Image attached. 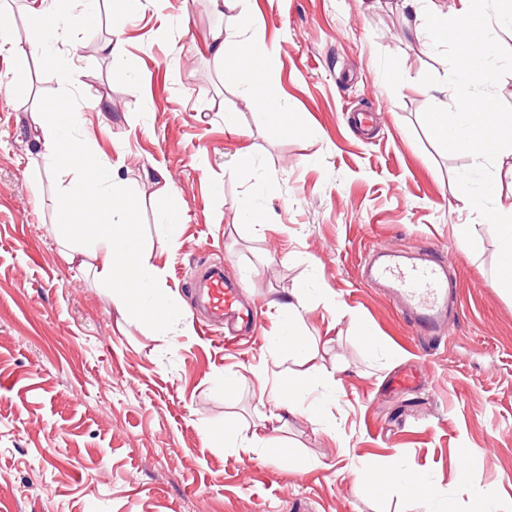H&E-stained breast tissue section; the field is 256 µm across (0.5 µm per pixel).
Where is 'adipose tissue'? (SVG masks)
Returning a JSON list of instances; mask_svg holds the SVG:
<instances>
[{"label": "adipose tissue", "instance_id": "obj_1", "mask_svg": "<svg viewBox=\"0 0 512 512\" xmlns=\"http://www.w3.org/2000/svg\"><path fill=\"white\" fill-rule=\"evenodd\" d=\"M210 44L214 57L227 63L226 81L248 89L256 101L278 112V105L269 103L265 94L266 65L277 56L275 44L251 50L220 28L211 31ZM32 118L38 126L37 141L45 165L62 176L78 175L80 195L94 210L92 223H85L82 213L73 210L71 198L63 199V207L70 211L63 242L65 256L79 268L92 270L105 287L111 288L112 302L121 314H139L140 289L155 287L152 319L160 321L168 311L167 293L159 286L160 271L150 253L139 244L135 201L121 182L100 179L104 164L98 154L61 136L55 107L46 106Z\"/></svg>", "mask_w": 512, "mask_h": 512}]
</instances>
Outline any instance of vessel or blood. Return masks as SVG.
I'll return each mask as SVG.
<instances>
[{
    "label": "vessel or blood",
    "instance_id": "b4317fda",
    "mask_svg": "<svg viewBox=\"0 0 512 512\" xmlns=\"http://www.w3.org/2000/svg\"><path fill=\"white\" fill-rule=\"evenodd\" d=\"M366 280L384 289L410 327L423 336L439 334L448 323L449 308L457 302V293L448 282L447 264L441 258L400 256L380 249L368 263ZM201 295L209 325L222 324L228 315L253 324V316L239 308V284L225 278L223 270L209 273Z\"/></svg>",
    "mask_w": 512,
    "mask_h": 512
}]
</instances>
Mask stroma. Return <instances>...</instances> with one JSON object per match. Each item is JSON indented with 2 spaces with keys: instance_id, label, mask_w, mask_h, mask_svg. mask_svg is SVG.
<instances>
[{
  "instance_id": "35a3bbf8",
  "label": "stroma",
  "mask_w": 512,
  "mask_h": 512,
  "mask_svg": "<svg viewBox=\"0 0 512 512\" xmlns=\"http://www.w3.org/2000/svg\"><path fill=\"white\" fill-rule=\"evenodd\" d=\"M255 2L243 18L209 0H145L116 37L111 0H97L94 24L44 38L13 0L15 38H44L81 78L0 45V512H512V292L495 286L490 223L454 208L469 155L444 152L422 121L454 104L449 66L417 27L427 5ZM216 27L276 42L266 94L300 131L224 83ZM428 73L438 85H422ZM50 102L82 111L65 136L117 164L136 198L164 322L120 318L111 290L61 256L70 184L41 168L31 125ZM161 172L180 193L172 252L158 245ZM376 247L446 256L459 304L440 335H415L366 283ZM219 260L258 312L252 339L201 327L191 285ZM302 283L310 354L281 356L275 303ZM408 366L423 384L394 389ZM284 373L312 413L279 423L257 379L273 389ZM230 421L262 427L253 452L225 438ZM367 462L434 497L365 491L354 469Z\"/></svg>"
}]
</instances>
